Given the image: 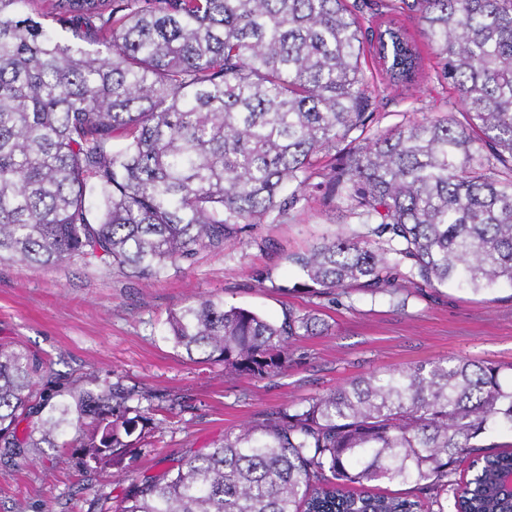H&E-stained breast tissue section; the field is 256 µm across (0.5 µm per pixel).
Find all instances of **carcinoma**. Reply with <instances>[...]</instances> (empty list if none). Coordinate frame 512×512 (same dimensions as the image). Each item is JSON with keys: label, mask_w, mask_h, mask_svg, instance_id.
<instances>
[{"label": "carcinoma", "mask_w": 512, "mask_h": 512, "mask_svg": "<svg viewBox=\"0 0 512 512\" xmlns=\"http://www.w3.org/2000/svg\"><path fill=\"white\" fill-rule=\"evenodd\" d=\"M406 18L454 96L442 116L379 129L376 99L422 72ZM313 195L358 229L289 255L293 291L512 288V0H388L369 21L361 0H0V261L78 257L157 278ZM314 327L203 297L170 313L167 339L266 378ZM45 368L0 343V458L71 448L92 473L151 423L133 391L91 380L43 388L18 436ZM66 426L76 436L61 442ZM493 432L512 436L497 367L414 363L224 434L132 482L118 512H423L373 492L382 480L415 484L437 512L450 495L454 512H512L497 490L512 442L480 444ZM466 460L480 470L448 482Z\"/></svg>", "instance_id": "cac0c4a2"}]
</instances>
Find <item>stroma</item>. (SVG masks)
<instances>
[{"instance_id":"1","label":"stroma","mask_w":512,"mask_h":512,"mask_svg":"<svg viewBox=\"0 0 512 512\" xmlns=\"http://www.w3.org/2000/svg\"><path fill=\"white\" fill-rule=\"evenodd\" d=\"M446 111L445 91L427 78L376 101L382 128L407 112ZM338 222L335 204L316 197L295 217L259 226L254 239L201 250L154 280L79 258L49 267L0 262V342L38 353L63 382L119 383L140 393L139 407L156 410L144 437L122 449V461L93 475L52 462L49 448L16 464L0 460V512H116L131 482L208 451L243 424L371 373L461 359L512 373V288L389 295L353 286L338 305L293 291L288 255L332 234ZM211 295L272 320L292 311L318 323L293 341L282 373L240 375L189 361L166 338L171 311Z\"/></svg>"}]
</instances>
